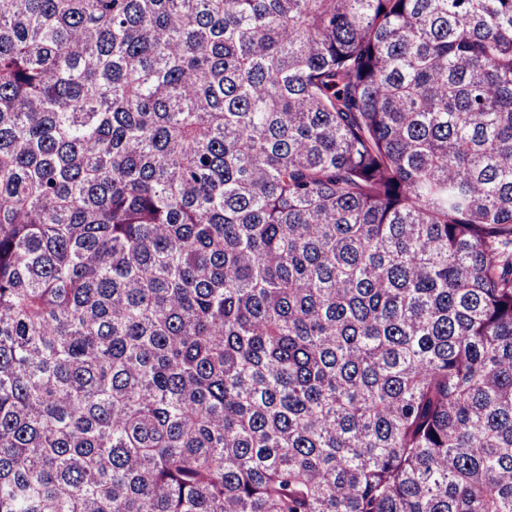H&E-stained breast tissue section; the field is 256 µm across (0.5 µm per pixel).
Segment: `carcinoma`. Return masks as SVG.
I'll list each match as a JSON object with an SVG mask.
<instances>
[{
	"instance_id": "obj_1",
	"label": "carcinoma",
	"mask_w": 512,
	"mask_h": 512,
	"mask_svg": "<svg viewBox=\"0 0 512 512\" xmlns=\"http://www.w3.org/2000/svg\"><path fill=\"white\" fill-rule=\"evenodd\" d=\"M0 512H512V0H0Z\"/></svg>"
}]
</instances>
